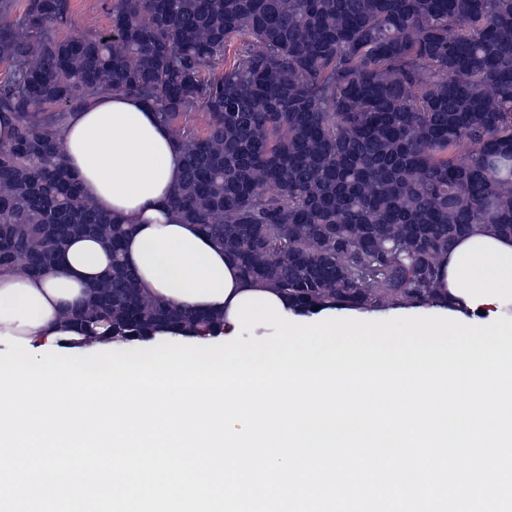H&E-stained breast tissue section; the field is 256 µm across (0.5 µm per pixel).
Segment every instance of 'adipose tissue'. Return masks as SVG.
I'll return each mask as SVG.
<instances>
[{"instance_id":"1","label":"adipose tissue","mask_w":512,"mask_h":512,"mask_svg":"<svg viewBox=\"0 0 512 512\" xmlns=\"http://www.w3.org/2000/svg\"><path fill=\"white\" fill-rule=\"evenodd\" d=\"M64 164L83 193L106 214L129 220L123 257L143 292L155 301L213 313L220 335L234 333L236 297L261 292L234 260L194 224H182L168 202L182 177L170 128L137 96L115 92L67 116L59 129ZM112 265L111 251L92 236L71 237L58 262L38 276L0 273V334L85 351L112 345L82 336L62 319L81 304ZM440 294L485 315L512 304V237L481 224L458 239L440 261Z\"/></svg>"}]
</instances>
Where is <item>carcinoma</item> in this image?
<instances>
[{
    "label": "carcinoma",
    "instance_id": "obj_1",
    "mask_svg": "<svg viewBox=\"0 0 512 512\" xmlns=\"http://www.w3.org/2000/svg\"><path fill=\"white\" fill-rule=\"evenodd\" d=\"M70 25V0L0 22V270L36 276L70 237L100 239L112 268L65 312L77 330L218 323L142 293L121 256L131 225L64 168L60 124L112 91L172 129L178 221L298 313L438 303L458 238L512 235V0H115L109 31L53 35ZM195 110L201 131L183 123Z\"/></svg>",
    "mask_w": 512,
    "mask_h": 512
}]
</instances>
